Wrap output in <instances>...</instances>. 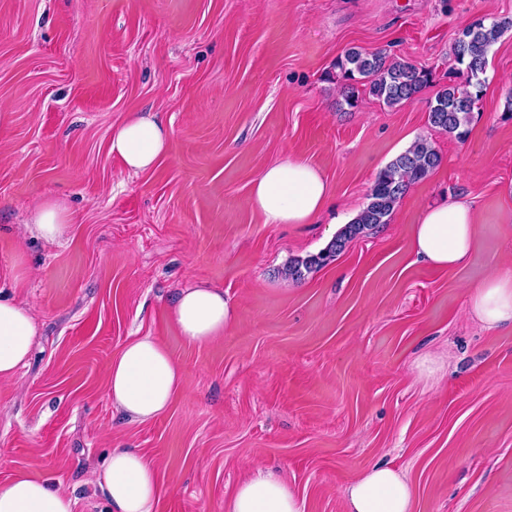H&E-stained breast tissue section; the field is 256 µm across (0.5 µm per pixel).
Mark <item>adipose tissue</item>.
<instances>
[{"mask_svg":"<svg viewBox=\"0 0 512 512\" xmlns=\"http://www.w3.org/2000/svg\"><path fill=\"white\" fill-rule=\"evenodd\" d=\"M168 148V131L150 113L137 114L114 128L110 150L128 170L152 168ZM329 188L322 173L299 161L271 166L256 179L249 204L268 224H311L322 214ZM62 205L38 204L31 221L45 241L58 242L68 228ZM476 218L466 199L427 206L412 227L417 261L438 268L464 267L473 252ZM470 312L487 327L512 325V272H494L468 292ZM233 309L222 291L197 287L181 291L171 320L190 344L223 336ZM37 327L28 306L0 296V382L12 381L29 357ZM183 368L152 337L128 341L108 365L107 394L126 418L146 421L163 412L179 392ZM96 479L111 512H152L159 495L155 463L132 448L113 449ZM347 512H414V489L393 467L378 464L345 490ZM74 498L48 481L15 477L0 487V512H75ZM226 512H303V503L280 477L257 473L242 482Z\"/></svg>","mask_w":512,"mask_h":512,"instance_id":"1","label":"adipose tissue"}]
</instances>
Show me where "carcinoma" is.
<instances>
[{
	"label": "carcinoma",
	"mask_w": 512,
	"mask_h": 512,
	"mask_svg": "<svg viewBox=\"0 0 512 512\" xmlns=\"http://www.w3.org/2000/svg\"><path fill=\"white\" fill-rule=\"evenodd\" d=\"M510 29L511 19H495L489 23L480 19L459 32L453 44V55L466 79L463 83H450L437 93L429 112L432 127L459 138L466 135L475 105L483 96L481 75L486 71L490 48ZM337 67L344 80L342 95L350 106L354 104L357 84L361 82L371 96L388 107L416 98L428 83L426 72L411 63L391 58L385 49L363 53L350 48ZM440 163L441 156L428 140L422 138L414 142L378 173L365 206L328 246L310 258L289 261L283 269L284 275L301 280L313 268L334 259L350 240L388 223L407 190L426 179Z\"/></svg>",
	"instance_id": "1"
}]
</instances>
